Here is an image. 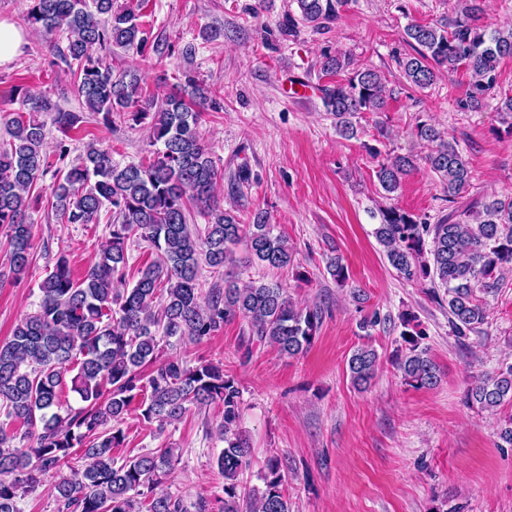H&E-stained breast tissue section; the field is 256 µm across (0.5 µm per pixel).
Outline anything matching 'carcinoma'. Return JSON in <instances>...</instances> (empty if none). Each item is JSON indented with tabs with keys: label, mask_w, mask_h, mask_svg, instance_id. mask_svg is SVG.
Returning a JSON list of instances; mask_svg holds the SVG:
<instances>
[{
	"label": "carcinoma",
	"mask_w": 512,
	"mask_h": 512,
	"mask_svg": "<svg viewBox=\"0 0 512 512\" xmlns=\"http://www.w3.org/2000/svg\"><path fill=\"white\" fill-rule=\"evenodd\" d=\"M23 20L35 32L65 41L60 57L74 77L79 97L94 120L105 126L151 119L156 149L146 163L122 164L90 142L77 164L65 163L72 133L84 131L86 116L54 108L43 92L27 89L22 109H0L9 140L0 142V233L10 248V272L25 274L34 255L32 225L27 222L29 194L46 174L45 123L64 140L57 145L51 208L62 224H96L108 214L109 237L81 278H74L65 250L39 285L38 309L26 315L9 340L0 344V512H19L18 500L35 489L37 476L59 473L54 485L57 512H189L184 500L163 485L174 473L175 449L159 448L126 457L113 455L125 441L119 427L133 399L143 395L141 418L158 430L181 421L193 409L222 408L218 432L224 448L217 467L224 476V512H291L284 491L286 473L276 457L259 474L262 486L246 489L240 476L251 448L240 430L241 391L220 364L190 366L178 358L160 360V342L175 338L200 342L244 321L248 343L267 342L280 354L307 352L325 316L319 305L295 306L277 283L224 281L200 301L201 265L212 269L240 262L269 269L293 262L288 242L274 234L268 212L256 210L251 222L221 207L213 194L219 171L200 134L202 113L189 102L220 103L194 76H185L180 92L156 99L140 79L116 73L92 48L116 47L144 56L148 34L135 10L116 0H25ZM448 15L434 23L404 29L412 53L398 59L399 78L425 90L442 73L464 69L463 111H480L495 102L512 137V94H498V67L512 58V28L491 29L483 22L485 0H450ZM299 13L288 15V32L320 29L337 20L348 0H294ZM321 69L345 78L321 86L326 111L347 139L362 133L365 113L384 111L389 77L355 65L351 54H326ZM415 137L430 146L422 158L396 155L379 161L375 176L391 199L419 163L438 178L452 209L432 224L395 205L379 208L374 234L389 265L409 283L430 281L448 297V324L455 336L476 332L487 323L479 297L499 287L512 270V196L490 195L465 204L472 171L456 147L435 125L419 122ZM208 218L204 228L188 224L190 209ZM134 235L161 252L162 260L137 271L127 283V246ZM242 247L244 257L237 256ZM328 273L343 288L347 266L338 256ZM404 349L394 363L406 383L432 388L440 371L424 332L403 320ZM379 364L369 347L348 360L352 383L368 387ZM87 406L61 414L60 391L66 385ZM512 401V365L475 380L464 393L471 408L493 411Z\"/></svg>",
	"instance_id": "1"
}]
</instances>
